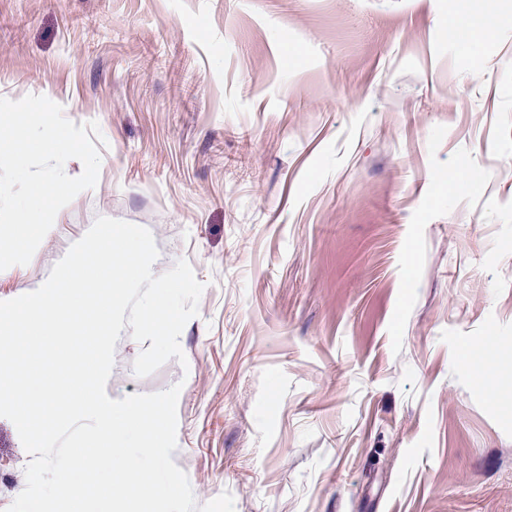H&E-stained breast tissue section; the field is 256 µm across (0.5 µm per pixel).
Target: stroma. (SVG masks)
<instances>
[{"label": "stroma", "instance_id": "obj_1", "mask_svg": "<svg viewBox=\"0 0 512 512\" xmlns=\"http://www.w3.org/2000/svg\"><path fill=\"white\" fill-rule=\"evenodd\" d=\"M459 7L510 19L479 58ZM30 94L98 123L100 172L0 301L101 216L189 262L184 360L136 376L124 327L106 391L180 385L197 504L512 512V0H0ZM29 461L0 418V512Z\"/></svg>", "mask_w": 512, "mask_h": 512}]
</instances>
